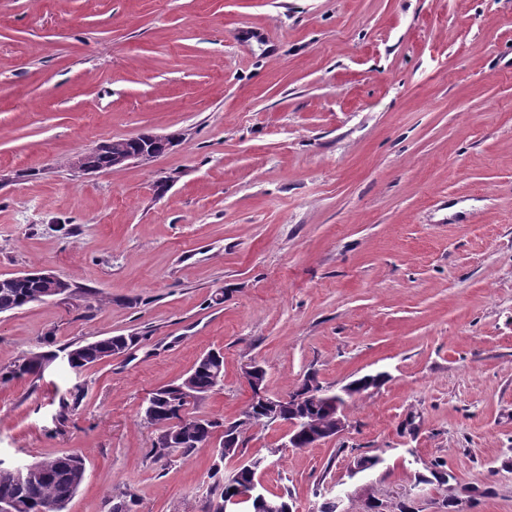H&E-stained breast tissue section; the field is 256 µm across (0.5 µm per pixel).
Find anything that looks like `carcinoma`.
<instances>
[{
    "label": "carcinoma",
    "instance_id": "carcinoma-1",
    "mask_svg": "<svg viewBox=\"0 0 512 512\" xmlns=\"http://www.w3.org/2000/svg\"><path fill=\"white\" fill-rule=\"evenodd\" d=\"M143 140L120 139L112 143L107 152L89 151L80 154L83 168L99 171L112 168V154L131 153L142 147ZM43 270L32 269L25 276L13 279L9 285L0 286V313L20 309L35 302V295L46 291L42 278ZM135 336L116 335L86 344H78L68 351L70 368L81 371L102 358L126 352L136 342ZM45 357L33 353L21 361L0 370L5 380L37 376L41 373ZM191 376L192 398L200 403L220 389L224 377V356L220 352H209L200 357L187 372ZM184 379L166 385L153 392L145 407L152 412L149 424L159 427L161 434L157 451L164 454L169 448H180L192 452L206 443L210 431L221 426L215 419L179 415L185 402L181 401ZM262 461L255 457L243 464L231 480L222 485L220 496L230 491L248 488L251 481L250 467ZM85 479V462L78 453H67L48 460L36 462L24 480L19 482L14 469L0 462V502L10 500L14 512H41L48 504L59 499L70 500Z\"/></svg>",
    "mask_w": 512,
    "mask_h": 512
}]
</instances>
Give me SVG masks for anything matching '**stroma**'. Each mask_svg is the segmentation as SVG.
<instances>
[{
    "mask_svg": "<svg viewBox=\"0 0 512 512\" xmlns=\"http://www.w3.org/2000/svg\"><path fill=\"white\" fill-rule=\"evenodd\" d=\"M35 266L73 292L0 313V367L50 358L0 380V461L81 454L64 512H213L211 449L157 457L143 419L212 349L188 413L226 423L252 362L278 397L388 375L315 446L247 429L222 480L262 457L294 512H512V0H0V275ZM144 140L138 139H120L113 141L111 149L107 152L89 151L81 153L77 156L81 157L83 168L75 158L72 170L75 174H85L84 168L87 170L99 171L127 166L135 162H143L154 158V155L148 153L142 154H124L135 152L142 147ZM115 153V154H112ZM124 152V153H120ZM136 340V336L116 335L86 344L70 346L73 348L67 352L72 359V364L69 367L75 371H82L100 359L102 361L112 355L126 352ZM45 361L44 355L33 353L18 363L0 370L1 379L12 380L24 376L40 375Z\"/></svg>",
    "mask_w": 512,
    "mask_h": 512,
    "instance_id": "stroma-1",
    "label": "stroma"
}]
</instances>
